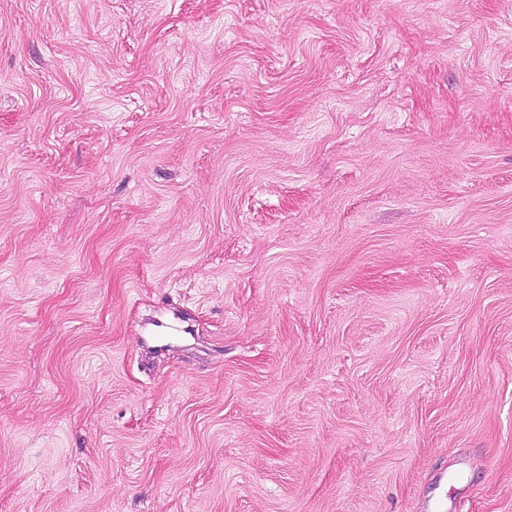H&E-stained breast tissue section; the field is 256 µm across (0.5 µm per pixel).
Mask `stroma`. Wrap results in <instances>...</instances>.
<instances>
[{"instance_id":"obj_1","label":"stroma","mask_w":512,"mask_h":512,"mask_svg":"<svg viewBox=\"0 0 512 512\" xmlns=\"http://www.w3.org/2000/svg\"><path fill=\"white\" fill-rule=\"evenodd\" d=\"M0 512H512V0H0Z\"/></svg>"}]
</instances>
